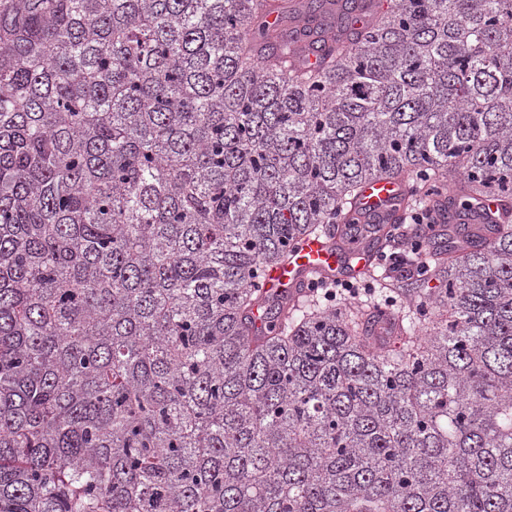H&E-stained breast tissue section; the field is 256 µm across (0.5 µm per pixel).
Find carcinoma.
<instances>
[{
	"instance_id": "1",
	"label": "carcinoma",
	"mask_w": 512,
	"mask_h": 512,
	"mask_svg": "<svg viewBox=\"0 0 512 512\" xmlns=\"http://www.w3.org/2000/svg\"><path fill=\"white\" fill-rule=\"evenodd\" d=\"M386 2L0 0V512H512V0ZM404 184L390 180L367 183L357 202L361 220L377 224H395L403 206ZM368 262V255L363 251L346 253L338 243L319 238L307 240L286 266L275 267L267 272L265 288L275 294L288 293L296 297L303 293L310 274L331 273L341 275V280L355 282L356 276Z\"/></svg>"
}]
</instances>
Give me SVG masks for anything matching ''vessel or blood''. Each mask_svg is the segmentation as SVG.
Returning <instances> with one entry per match:
<instances>
[{
	"mask_svg": "<svg viewBox=\"0 0 512 512\" xmlns=\"http://www.w3.org/2000/svg\"><path fill=\"white\" fill-rule=\"evenodd\" d=\"M405 187L403 183L390 180H374L367 183L356 208L361 220L377 224H393L399 219L403 206ZM365 252H345L340 245L323 238L307 240L288 265L268 271L265 286L271 293L301 295L310 274L331 273L353 277L367 263Z\"/></svg>",
	"mask_w": 512,
	"mask_h": 512,
	"instance_id": "b4317fda",
	"label": "vessel or blood"
}]
</instances>
